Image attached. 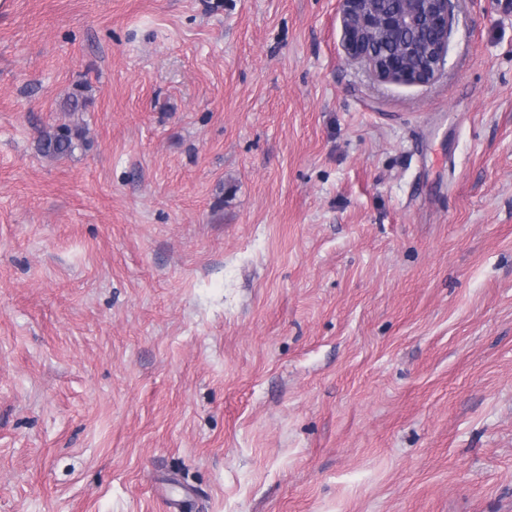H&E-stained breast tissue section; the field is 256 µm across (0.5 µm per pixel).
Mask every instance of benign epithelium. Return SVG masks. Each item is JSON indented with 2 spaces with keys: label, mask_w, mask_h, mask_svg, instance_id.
<instances>
[{
  "label": "benign epithelium",
  "mask_w": 512,
  "mask_h": 512,
  "mask_svg": "<svg viewBox=\"0 0 512 512\" xmlns=\"http://www.w3.org/2000/svg\"><path fill=\"white\" fill-rule=\"evenodd\" d=\"M342 49L346 57L365 63L383 82L404 85L430 83L445 64L452 31V0H404L397 12L378 10L371 0H341ZM425 28L432 40L405 42L397 56H377L366 40L373 33Z\"/></svg>",
  "instance_id": "obj_1"
}]
</instances>
